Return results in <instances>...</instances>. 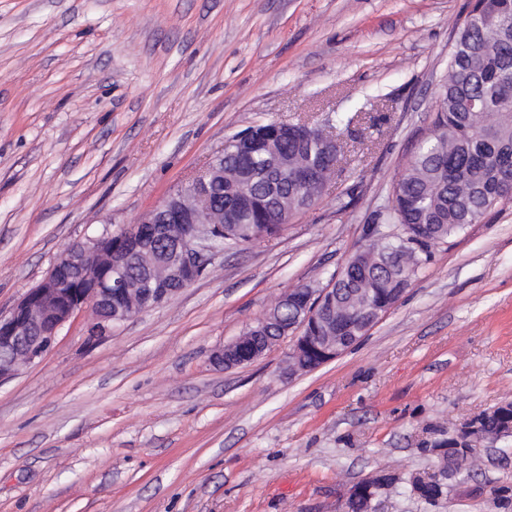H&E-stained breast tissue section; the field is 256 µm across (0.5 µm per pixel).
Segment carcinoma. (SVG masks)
<instances>
[{"label":"carcinoma","instance_id":"carcinoma-1","mask_svg":"<svg viewBox=\"0 0 512 512\" xmlns=\"http://www.w3.org/2000/svg\"><path fill=\"white\" fill-rule=\"evenodd\" d=\"M484 8L469 10L456 23L448 58V79L433 107L430 135L393 186L387 219L402 233L357 256V274L336 287L350 289L368 278L380 294L408 288L427 263L429 254L404 253L393 263L385 256L412 240L415 225H429V237L440 243L462 233L512 189V0H482ZM323 130L315 129L310 151L284 141L278 153L290 159L323 160L319 145ZM224 184L212 188L211 205L227 209L239 188L243 171L251 174L250 207L239 216H224L221 247L237 246L284 229V216L294 217L312 207L322 190L295 186L287 176L273 182L275 158L268 153L244 160L230 147L217 160ZM288 214H283V210ZM438 465L458 476L470 475L479 459L454 453L437 457Z\"/></svg>","mask_w":512,"mask_h":512}]
</instances>
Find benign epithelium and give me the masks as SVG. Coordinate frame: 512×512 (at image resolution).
<instances>
[{
    "label": "benign epithelium",
    "instance_id": "obj_1",
    "mask_svg": "<svg viewBox=\"0 0 512 512\" xmlns=\"http://www.w3.org/2000/svg\"><path fill=\"white\" fill-rule=\"evenodd\" d=\"M273 138L307 141L313 135L305 127L283 121L273 130L254 126L240 133L234 145L236 152L250 154L269 145ZM222 178L224 171L211 163L191 181L194 186L191 198L172 193L137 223L115 234L88 238L65 248L41 282L8 314H0V383L41 359L63 326L80 311L91 310L94 318L91 330L102 334L191 286L206 269L212 231L222 230L224 212L214 210L210 203V184ZM319 178L321 172L315 167L297 166L292 172V180L297 184ZM114 237L133 251L141 250L140 261L153 271L148 281L133 283L128 279L123 262L116 260L112 253ZM148 240L168 244L164 255L158 257L149 252ZM351 265L352 262H347L327 286L310 287L288 297V306L295 314L288 331L299 335L309 320L317 318L336 326V335L324 337L321 360L325 363L347 351L349 343L357 339L356 333L375 325L394 307L391 301L371 303L367 295L351 306L335 307L342 299V292L334 285ZM72 283L84 284L86 289L72 288ZM279 340L278 336H266L260 345L252 343L251 337L241 335L217 349L212 358L215 364L232 369L259 358ZM313 342L314 337L310 336L293 343L286 358L288 374L307 371L302 358ZM500 408L506 414L499 431H486L475 416L456 430V441L450 447L476 455L484 444L493 445L512 435V405L503 403Z\"/></svg>",
    "mask_w": 512,
    "mask_h": 512
}]
</instances>
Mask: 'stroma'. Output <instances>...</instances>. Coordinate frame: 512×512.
I'll use <instances>...</instances> for the list:
<instances>
[{"label": "stroma", "mask_w": 512, "mask_h": 512, "mask_svg": "<svg viewBox=\"0 0 512 512\" xmlns=\"http://www.w3.org/2000/svg\"><path fill=\"white\" fill-rule=\"evenodd\" d=\"M469 0H0V313L71 243L115 233L271 120L332 123L343 154L280 235L92 335L75 316L0 383V512H512V443L428 505L405 480L512 402V199L435 245L346 353L297 376L285 337L214 364L284 292L321 287L383 223ZM272 335L263 336L264 344H254L249 341L252 336H238L233 341L218 348L212 355L213 361L217 365L224 366V369H232L251 362L264 354L274 343L278 342L282 336Z\"/></svg>", "instance_id": "obj_1"}]
</instances>
